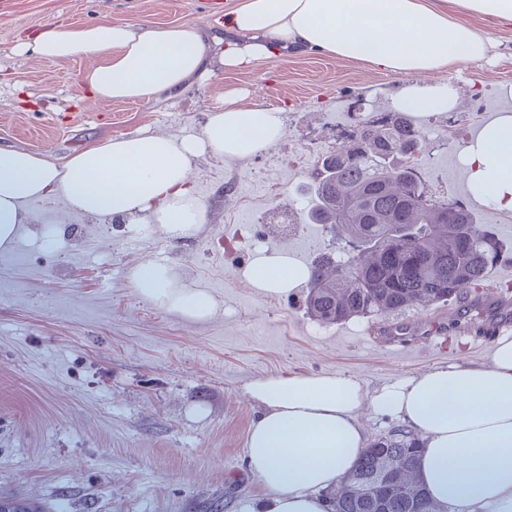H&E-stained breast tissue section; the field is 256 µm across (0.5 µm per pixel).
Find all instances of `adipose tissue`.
Listing matches in <instances>:
<instances>
[{
  "instance_id": "1",
  "label": "adipose tissue",
  "mask_w": 512,
  "mask_h": 512,
  "mask_svg": "<svg viewBox=\"0 0 512 512\" xmlns=\"http://www.w3.org/2000/svg\"><path fill=\"white\" fill-rule=\"evenodd\" d=\"M475 16L512 27V0H242L225 16L234 39L218 64L256 65L280 47L313 50L405 79L394 108L439 114L456 108L457 98L433 74L483 60L492 47L488 30L472 24ZM19 48L53 63L90 58L83 80L96 101L170 98L211 73L208 43L190 24L106 18L73 29L52 21ZM219 98L197 134H128L61 164L0 147V250L13 245L22 225L36 223L31 203L49 197L89 217L160 228L171 240L189 236L204 218L190 186L194 159L207 152L249 157L284 135L279 110L240 104L234 91ZM464 155L472 197L512 211V114L486 123ZM250 277L280 296L307 281L308 270L283 256L255 265ZM129 279L144 299L184 320L202 323L217 310L214 296L170 263L137 265ZM246 393L262 409L248 434L247 466L267 491L248 512H326L325 491L342 484L368 446L358 418L367 404L420 437L416 470L431 499L512 512L511 341L500 342L489 363L440 366L370 396L357 379L336 372L265 376Z\"/></svg>"
}]
</instances>
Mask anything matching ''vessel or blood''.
<instances>
[{"label":"vessel or blood","mask_w":512,"mask_h":512,"mask_svg":"<svg viewBox=\"0 0 512 512\" xmlns=\"http://www.w3.org/2000/svg\"><path fill=\"white\" fill-rule=\"evenodd\" d=\"M465 311L449 310L432 318L399 322L374 330L373 341L393 354L413 350L436 352L445 347L448 335H462L492 344L512 330V296L487 284L468 298Z\"/></svg>","instance_id":"b4317fda"}]
</instances>
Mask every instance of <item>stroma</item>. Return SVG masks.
<instances>
[{
  "label": "stroma",
  "mask_w": 512,
  "mask_h": 512,
  "mask_svg": "<svg viewBox=\"0 0 512 512\" xmlns=\"http://www.w3.org/2000/svg\"><path fill=\"white\" fill-rule=\"evenodd\" d=\"M192 24L220 55L224 23L197 13L194 0H0V146L63 158L97 141L145 132L200 131L221 91H246L248 102L295 118L280 142L256 155L194 160L190 181L205 205L197 232L180 241L159 230L135 232L124 220L65 211L62 200L32 203L40 222L0 251V495L63 512H202L219 503L241 512L265 490L246 463L258 416L245 395L250 381L277 373L337 372L367 392L438 366L485 362L492 347L452 336L446 352L394 355L369 341L370 330L464 307L467 296L312 331L307 287L271 301L248 277V234L307 265L335 251L320 224L275 235L260 217L271 203L308 202L321 155L304 158L305 142L330 117H346L353 99L390 106L402 82L355 61L284 50L261 65L216 70L179 97L139 102L91 101L83 81L89 61L45 62L18 53L19 38L56 20L71 28L101 17ZM486 59L439 74L458 99L450 143H434L417 167L437 197L464 202L503 246L488 275L512 284V212L471 197L463 165L453 164L479 128L512 110V29L491 28ZM290 156L274 173L277 201L251 182L267 159ZM176 265L185 281L217 300L202 323L182 320L144 300L128 274L143 262Z\"/></svg>",
  "instance_id": "obj_1"
}]
</instances>
